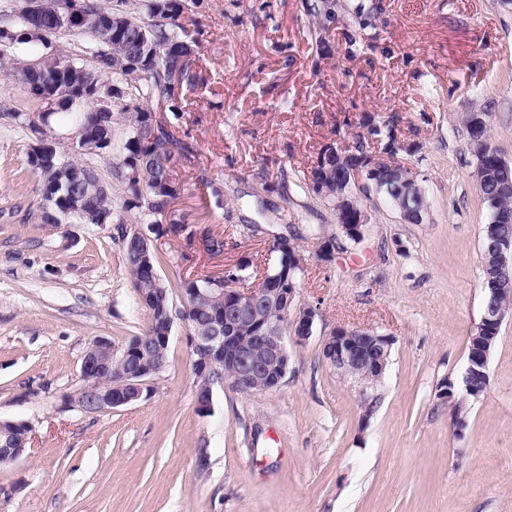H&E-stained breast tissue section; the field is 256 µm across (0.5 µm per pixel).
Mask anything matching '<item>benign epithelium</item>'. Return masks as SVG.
<instances>
[{"mask_svg":"<svg viewBox=\"0 0 512 512\" xmlns=\"http://www.w3.org/2000/svg\"><path fill=\"white\" fill-rule=\"evenodd\" d=\"M16 13L39 20V34L49 40L57 30V23L65 21L71 31L84 34L91 32L105 18L99 15L80 13L66 7V0H17ZM14 118L23 119L28 125L33 143L30 154L39 163L61 160L57 151V138L53 137L45 119L22 117L17 112ZM72 143L80 144V150L99 155L96 142L90 134L79 128L71 134ZM409 151L405 144L394 141L388 151L377 156L368 168L356 166L346 169L345 183L359 189L377 185L380 170L388 168L401 172L405 187L417 183L411 170L398 159L401 152ZM504 172L494 186L487 185L482 171L475 173L479 192L490 197L512 190V175L509 166L501 162ZM86 208V199L78 196L68 198L59 213L68 219L81 214ZM337 220L345 236L358 241L368 223V214L355 207L350 195L344 193L336 201ZM129 251L137 257L140 266L151 273L155 288L149 301L154 317V340L166 343L170 340L174 316L165 308V288L155 272L151 260L154 245L151 237L139 224L124 225ZM293 244L285 236L275 238L269 252L280 260L277 272H263L251 284L232 281L224 276H209L204 287L192 285L184 289L183 304L186 309L212 294L224 296V308L212 313V321L203 331L189 332L192 364L196 375V404L200 412L211 409L213 388L224 385V371L231 369L235 375V387L243 393L267 392L279 387L288 372L290 355L286 333L302 343L313 333L315 312L298 309L294 305L298 284L295 272L301 269V258L290 253ZM253 331L251 336H240L242 325ZM392 339L375 331L340 327L322 340L323 358L342 375L352 379L362 388H368L384 373L391 354ZM490 344L472 347L468 356V371L475 366L487 365ZM121 358L133 366V370L121 376L122 383L109 385L106 375L112 370V361ZM162 368V362L150 346L139 342L116 346L112 340L97 337L92 340L83 357L81 377L84 386L76 403L93 412H103L137 402L150 395L149 379ZM31 428L25 422L0 419V460L14 462L26 451Z\"/></svg>","mask_w":512,"mask_h":512,"instance_id":"1","label":"benign epithelium"}]
</instances>
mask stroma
I'll return each instance as SVG.
<instances>
[{
	"mask_svg": "<svg viewBox=\"0 0 512 512\" xmlns=\"http://www.w3.org/2000/svg\"><path fill=\"white\" fill-rule=\"evenodd\" d=\"M337 3L320 47L307 0H199L179 24L198 42L200 81L149 105L188 148L175 212L190 232L154 235L163 279L273 263L285 234L302 259L295 305L315 312L312 336L288 344L280 387H215L207 413L179 319L149 398L104 413L76 405L89 343H127L148 314L114 223H43L29 132L13 115L45 106L0 76V418L31 428L23 456L0 466V512H512V309L484 393L463 382L489 222L464 117L488 112V138L512 164V0ZM376 5L374 27L356 31L354 13ZM92 47L67 32L15 59L87 63ZM367 114L394 119L428 208L407 224L363 195L355 243L300 176L325 145L352 143ZM49 127L62 156L111 184L115 220L139 223L110 158L77 152L60 116ZM211 235L223 254L207 252ZM323 237L340 247L333 261L318 255ZM341 326L393 339L369 391L322 356Z\"/></svg>",
	"mask_w": 512,
	"mask_h": 512,
	"instance_id": "obj_1",
	"label": "stroma"
}]
</instances>
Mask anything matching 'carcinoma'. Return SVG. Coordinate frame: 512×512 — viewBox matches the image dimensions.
Instances as JSON below:
<instances>
[{
    "mask_svg": "<svg viewBox=\"0 0 512 512\" xmlns=\"http://www.w3.org/2000/svg\"><path fill=\"white\" fill-rule=\"evenodd\" d=\"M83 11L100 12L112 16V26H104L91 34L94 42L91 57L93 65L86 67L67 56H49L45 60L46 73L43 80L56 86V104L66 108L72 129H88L100 138L113 136L117 117H122L127 138L111 146L110 151L118 154L117 176L125 185L124 208L138 210L160 224L167 218L183 231L186 225L178 223L168 215L170 198L181 194V187L174 177L175 168L185 154L174 147V135L165 126L154 121L150 110L138 105L124 104L119 113L101 108L100 99L120 97L122 91L104 83V78L116 82L140 81L138 98L146 101L171 100L176 86L193 85L199 81L195 68V52L184 47L185 39L178 35L179 17L187 9V0H144L143 13L135 15L118 8H107L102 0H78L75 3ZM308 12L315 19L317 42L324 44L323 32L336 21V0H313ZM32 24L12 13L0 16V56L6 50L29 44L33 38L27 31ZM369 133L375 138L387 141L393 134L394 122L371 120ZM330 147H323L318 153L319 164L303 175L306 188L330 203L336 196L326 194L323 188L336 186V155L329 153ZM343 164L369 162L371 151L364 136L341 150ZM66 164L88 175V180L73 184L69 192L89 199L87 213L96 217L93 185L103 182L95 170L66 161ZM377 193L388 200H400V208L414 216L426 208L425 196L404 194L398 175L384 171L380 176ZM483 203L490 214V223L495 225L501 240L512 239V197L497 202L488 199ZM126 267L131 277L137 298L149 294L154 288L150 276L134 266L127 243H122ZM483 282L487 298L499 303L506 310L512 301V279L495 271L491 266L483 270ZM224 300H213L193 307L185 320L192 329L203 328L210 316Z\"/></svg>",
    "mask_w": 512,
    "mask_h": 512,
    "instance_id": "carcinoma-1",
    "label": "carcinoma"
}]
</instances>
